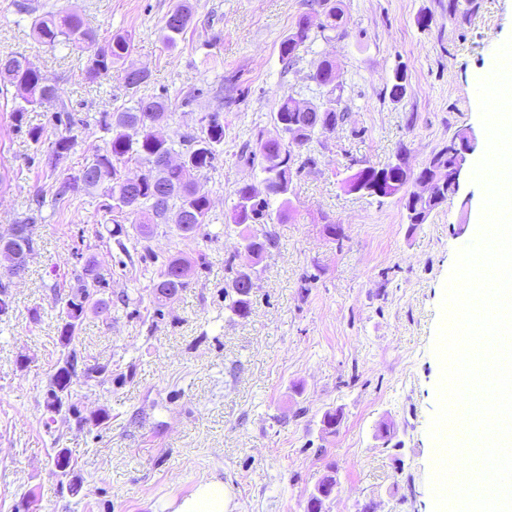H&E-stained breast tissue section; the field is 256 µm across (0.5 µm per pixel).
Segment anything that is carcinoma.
<instances>
[{"mask_svg": "<svg viewBox=\"0 0 512 512\" xmlns=\"http://www.w3.org/2000/svg\"><path fill=\"white\" fill-rule=\"evenodd\" d=\"M328 3L323 11L324 19L320 28L334 31L343 25V13L339 7ZM192 21L189 7L182 5L167 14L164 30L169 40L183 34ZM309 22L300 18L294 32L281 43L279 54L282 62L290 66L297 61L296 52L308 39ZM33 35L37 41L52 48L64 44L82 48L96 44V34L83 16L78 13H47L33 22ZM132 50L131 37L117 34L108 44L88 55L84 66V77L95 83L110 75L112 66L127 58ZM0 76L14 89L12 94V120L14 126L22 127L25 114L29 110L56 98V88L48 84L40 71L19 53L0 54ZM336 78V64L323 60L316 68L312 79L322 86L331 85ZM149 73L141 69H126L122 75L124 87L131 93L130 105L117 112H102L96 119V126L103 133L104 147L85 162L77 173L62 181L54 192L56 202L77 190L93 191L104 189V196L112 203H102L100 210L109 216L116 225L112 238L118 248L129 253L126 244L120 239L123 229L121 219L129 214L140 216L139 236L148 238L159 224H176L183 235H195L206 225L210 212V200L200 194L195 186V177L214 168L215 162L224 150V116L211 112L199 119L198 132H187L179 140L162 138L154 128L168 120L166 104L159 97L138 95L140 87L147 83ZM324 113L323 129L330 130L344 114L336 111L333 101L321 105L299 102L290 96L283 97L274 112V121L287 123L286 130L292 132V141L286 143V155L291 150L306 145L315 131L311 127L316 122V113ZM72 136L61 137L51 143V156L59 161L74 148ZM452 146L447 145L437 151L420 169L417 178L426 179L436 173L447 179L445 189L434 197H413L402 193L403 186L412 177L408 170L399 165L391 167L395 183L388 186V193L402 194L407 218L411 224H422L427 215L448 200L455 193L452 172L455 156ZM279 143L274 139L256 140V147L245 145L243 154L250 161L261 157L265 162L263 172L266 177L275 179L276 192L263 198H256L257 192L250 185H242L235 191L236 201L232 207V221L241 224H266L273 218H281L282 209H273L275 200L288 195L293 183V173L288 168L272 165L277 157ZM134 160L140 165L138 182H129L121 174V164ZM43 201L36 200V209L19 218L11 225L9 233L0 235V250L9 249L17 253H31L34 250L36 224ZM242 243L248 248L256 262L276 247L275 238L267 235L260 239L245 235ZM204 265L203 257L194 262L171 255L162 262L157 280L152 288L155 300L163 305L173 299L179 291L187 287V281L178 278V272H189L193 266ZM108 285L105 273L93 260H88L78 275L74 291L65 303L66 319L60 331L61 346L67 350L62 366L58 367L49 379L46 390V408L51 416L44 422L46 429L57 427L76 415L74 405L68 403L71 379L78 363L76 350L72 348L79 321L85 314L86 306L93 296ZM230 298L227 308L232 314L245 317L250 313L251 300L242 299L224 291ZM95 301V300H93ZM101 311H109V302L97 300Z\"/></svg>", "mask_w": 512, "mask_h": 512, "instance_id": "carcinoma-1", "label": "carcinoma"}]
</instances>
